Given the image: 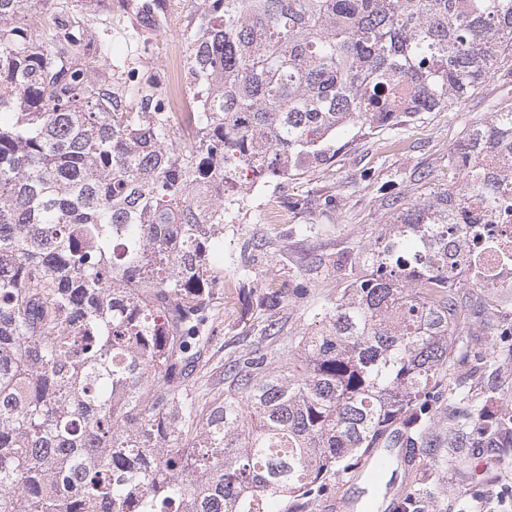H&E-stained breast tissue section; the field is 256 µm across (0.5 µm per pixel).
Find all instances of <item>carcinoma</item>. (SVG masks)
Returning <instances> with one entry per match:
<instances>
[{
  "mask_svg": "<svg viewBox=\"0 0 512 512\" xmlns=\"http://www.w3.org/2000/svg\"><path fill=\"white\" fill-rule=\"evenodd\" d=\"M0 0V512H273L372 448H434L462 320L512 332V289L457 281L464 188L395 197L325 322L275 356L188 377L224 284V187L288 179L351 138L466 100L512 47V0H194L185 132L83 29ZM448 168L512 213V106ZM493 399L448 398V454L512 435ZM57 11L49 5L37 6L33 12V21L28 19L29 29L35 37L42 38L55 27L58 15Z\"/></svg>",
  "mask_w": 512,
  "mask_h": 512,
  "instance_id": "1",
  "label": "carcinoma"
}]
</instances>
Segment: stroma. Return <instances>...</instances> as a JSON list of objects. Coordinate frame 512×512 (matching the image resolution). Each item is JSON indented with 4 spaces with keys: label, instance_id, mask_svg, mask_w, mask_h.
Segmentation results:
<instances>
[{
    "label": "stroma",
    "instance_id": "stroma-1",
    "mask_svg": "<svg viewBox=\"0 0 512 512\" xmlns=\"http://www.w3.org/2000/svg\"><path fill=\"white\" fill-rule=\"evenodd\" d=\"M154 17L136 14L127 0H69V13L85 22L87 55L96 63L123 62L138 67L139 83L163 95L180 83L186 98L196 97L188 70L193 0H167ZM512 105V55L498 56L493 71L462 103L387 128L353 144L337 143L327 164L288 181L255 176L257 190L234 183L229 197L238 209L224 217V290L216 295L215 341L195 365L191 385L217 384L224 365L258 340L265 316L282 327L285 344L301 333H317L309 316L322 299L335 296L341 268L354 260L357 247L370 244L392 212L397 195L416 196L418 175L446 187L448 157L465 129L488 121L504 104ZM336 198L332 210L319 195ZM303 284L307 293L296 298ZM280 289L285 301L272 313L262 306L268 289ZM488 464L473 456L449 461L444 448H420L414 456L392 455L387 479L400 490L396 512H512V447L491 440Z\"/></svg>",
    "mask_w": 512,
    "mask_h": 512
}]
</instances>
